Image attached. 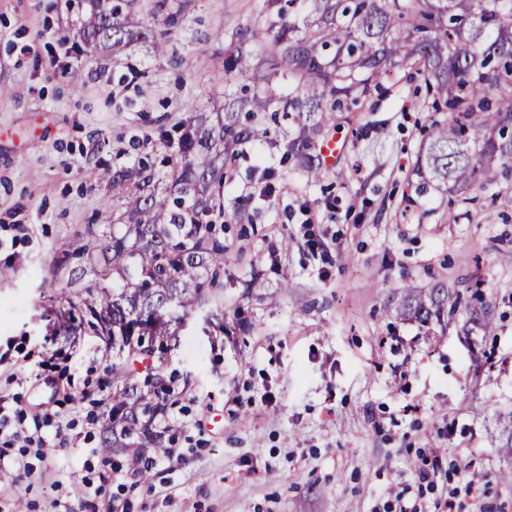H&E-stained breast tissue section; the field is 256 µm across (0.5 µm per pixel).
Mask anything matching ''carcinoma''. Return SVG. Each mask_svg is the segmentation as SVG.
<instances>
[{"label": "carcinoma", "mask_w": 512, "mask_h": 512, "mask_svg": "<svg viewBox=\"0 0 512 512\" xmlns=\"http://www.w3.org/2000/svg\"><path fill=\"white\" fill-rule=\"evenodd\" d=\"M83 41L94 51L117 57L149 38L141 21L170 10L169 0H82ZM272 37L275 74L297 93L232 100L215 133L205 119L181 139L185 154L203 159L174 169L168 192L151 190L145 170L120 172L136 177L142 194L131 201V223L122 231L88 228L99 241L89 269L112 284L98 285L88 306L95 335L101 321L150 325L128 340L127 361L112 365V447L134 435L162 446L152 430L163 407L176 402L174 379L163 372V341L172 337L174 314L205 303L207 290L223 287L224 227L211 222L224 209L220 183L236 148L253 137L260 115L294 112L288 151L308 176H318L311 155L314 138L328 114L355 102L388 71L413 65L432 91L435 112L416 158V191L461 197L486 171L512 175V0H263ZM226 50L224 72L250 70L239 45ZM467 306L464 294L442 284L408 287L401 316L420 323L446 324Z\"/></svg>", "instance_id": "1"}]
</instances>
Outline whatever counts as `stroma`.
Masks as SVG:
<instances>
[{
	"label": "stroma",
	"mask_w": 512,
	"mask_h": 512,
	"mask_svg": "<svg viewBox=\"0 0 512 512\" xmlns=\"http://www.w3.org/2000/svg\"><path fill=\"white\" fill-rule=\"evenodd\" d=\"M170 3L172 20L150 23L167 53L137 43L114 59L83 54L65 0H0V397L29 421L58 411L83 437L42 457L1 451L0 512H396L435 499L418 480L433 453L459 512H512L499 479L512 471V181L492 170L474 202L407 203L435 117L409 68L334 113L339 154L319 179L288 157L290 121L263 118L239 145L213 218L223 286L171 348L163 445L105 447L110 409L81 396L120 357L80 317L99 282L72 278L88 227L127 223L137 182L115 173L143 163L167 186L195 116L265 91L275 61L262 0ZM242 31L251 70L223 79ZM477 279L492 333L465 313L428 328L396 314L404 286ZM136 452L149 480L128 468ZM466 465L485 494L460 491Z\"/></svg>",
	"instance_id": "obj_1"
}]
</instances>
